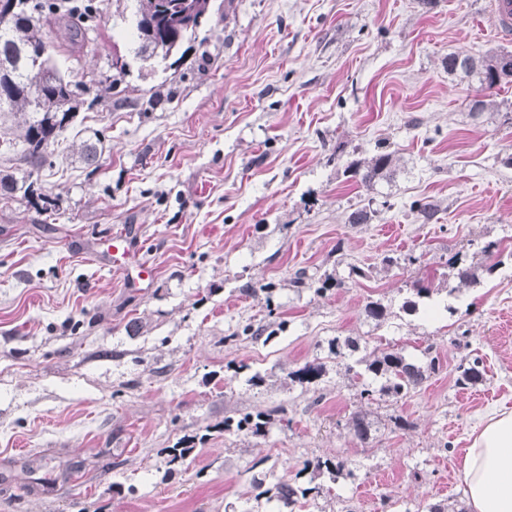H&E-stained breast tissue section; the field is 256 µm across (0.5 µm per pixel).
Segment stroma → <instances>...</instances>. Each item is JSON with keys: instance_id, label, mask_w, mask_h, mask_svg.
<instances>
[{"instance_id": "35a3bbf8", "label": "stroma", "mask_w": 512, "mask_h": 512, "mask_svg": "<svg viewBox=\"0 0 512 512\" xmlns=\"http://www.w3.org/2000/svg\"><path fill=\"white\" fill-rule=\"evenodd\" d=\"M488 2L213 0L174 64L119 37L130 0H96L80 52L52 54L85 87L34 175L53 206L0 197V512H240L256 462L304 486L305 464L334 455L354 472L333 487L336 512L465 502L467 448L512 411V84L494 91L497 111L474 117L482 91L442 61L512 51ZM87 139L101 151L94 169L78 157ZM380 148L395 157L391 179L371 190L347 179L348 160ZM367 204L378 216L350 223ZM118 229L125 256L107 247ZM489 241L500 250L487 257ZM457 255L496 271L449 293ZM142 261L153 280L138 278ZM300 271L342 285L300 292ZM248 282L272 291L242 294ZM409 298L443 309L409 315ZM375 300L391 307L379 326L363 314ZM249 322L278 330L226 343ZM338 336L427 352L439 369L370 405L328 355ZM477 357L483 381L457 385ZM318 358L321 382L284 381ZM255 371L263 386H249ZM276 406L286 419L266 438L213 429ZM357 412L374 424L366 445L350 431ZM196 434L189 469L166 473L161 449ZM70 461L85 471L64 476Z\"/></svg>"}]
</instances>
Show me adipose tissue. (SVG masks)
I'll use <instances>...</instances> for the list:
<instances>
[{"instance_id": "adipose-tissue-1", "label": "adipose tissue", "mask_w": 512, "mask_h": 512, "mask_svg": "<svg viewBox=\"0 0 512 512\" xmlns=\"http://www.w3.org/2000/svg\"><path fill=\"white\" fill-rule=\"evenodd\" d=\"M471 512H512V411L493 417L463 461Z\"/></svg>"}]
</instances>
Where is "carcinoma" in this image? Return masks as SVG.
I'll return each instance as SVG.
<instances>
[{
	"instance_id": "cac0c4a2",
	"label": "carcinoma",
	"mask_w": 512,
	"mask_h": 512,
	"mask_svg": "<svg viewBox=\"0 0 512 512\" xmlns=\"http://www.w3.org/2000/svg\"><path fill=\"white\" fill-rule=\"evenodd\" d=\"M135 2L133 21L138 33L136 54L142 57L160 56L169 58L179 51L185 41L206 22L212 0H133ZM56 25L60 32L73 44L82 45L87 39L88 31L94 26H82L73 21V16L60 10L42 7L39 0H17L15 11L5 16L0 14V90L6 92L7 111L22 117L21 132L16 138H0V148L4 152L21 150V157L29 165L30 171L22 178L11 174H0V197L15 196L18 191L28 198L35 208L43 210L52 205V200L43 194L34 195L31 180L33 173L40 169L47 158L49 149L59 142V138L73 124L74 118L83 106L80 86L65 80L44 59L42 73L45 87L38 97H33L27 90L28 54L45 45L43 28ZM512 57V52L489 49L478 56L464 55L460 65L454 60L459 53L451 52L444 58L448 75L462 77L475 82L479 88L489 93L504 85L498 73L502 59ZM80 158L87 166H97L99 151L95 143L85 141L79 148ZM394 158L390 153H376L368 158L350 161L345 172L354 182L367 189L393 172ZM497 264L481 267L467 264L461 257L455 256L448 262L449 274L462 286L477 285L483 274H493ZM267 327L247 324L242 334L224 337V341L254 343L261 339H270L266 335ZM356 352L360 349L357 339L347 337L335 338L329 342V352L341 355V349ZM363 370L356 371L347 367L361 386L360 397L367 401H377L385 396L405 395L420 386L438 369L436 358L426 364H419L409 358L403 349L389 347L376 349L370 356L358 360ZM325 371L321 361L307 362L288 371L287 378L300 384H310L318 380ZM484 369L475 359L468 366L460 367L457 383L475 384L483 380ZM285 412L282 407L256 413H243L237 417H226L223 422L224 432L253 438H264L277 421L278 415ZM351 430L354 437L367 444L373 439L372 422L366 415L358 413L351 417ZM195 440L183 439L171 448H164L168 472L180 467L187 468L194 460ZM311 471L308 486L301 487L288 480V474H280L275 467H270L263 477L255 478L249 487L241 493L245 503L255 502L256 507L245 512H261L262 502H276L277 512H295L302 500L316 501L331 497V484L340 476L355 477L346 463L336 456L317 458L306 464Z\"/></svg>"
}]
</instances>
